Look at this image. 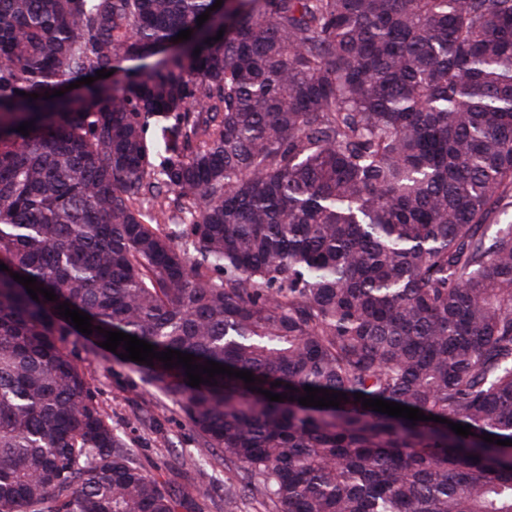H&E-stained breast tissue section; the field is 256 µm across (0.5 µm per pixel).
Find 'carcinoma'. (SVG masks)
<instances>
[{"label": "carcinoma", "mask_w": 512, "mask_h": 512, "mask_svg": "<svg viewBox=\"0 0 512 512\" xmlns=\"http://www.w3.org/2000/svg\"><path fill=\"white\" fill-rule=\"evenodd\" d=\"M215 3L0 0V512L182 506L66 352L64 302L97 344L252 372L133 363L243 472L224 512H512V446L481 439L512 440V0Z\"/></svg>", "instance_id": "1"}]
</instances>
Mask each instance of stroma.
Masks as SVG:
<instances>
[{"instance_id":"obj_1","label":"stroma","mask_w":512,"mask_h":512,"mask_svg":"<svg viewBox=\"0 0 512 512\" xmlns=\"http://www.w3.org/2000/svg\"><path fill=\"white\" fill-rule=\"evenodd\" d=\"M66 347L82 366L114 430L138 456L146 473L181 501L180 512H224L227 472L220 465H196L198 438L179 405L136 367L95 349L85 337H69Z\"/></svg>"}]
</instances>
